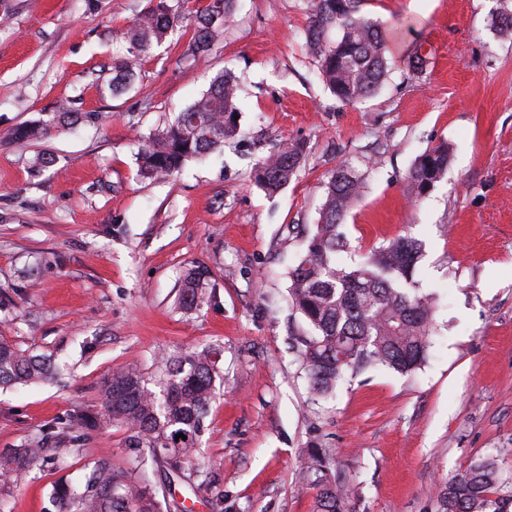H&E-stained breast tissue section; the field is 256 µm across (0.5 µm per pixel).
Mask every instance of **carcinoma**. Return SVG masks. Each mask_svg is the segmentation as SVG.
Listing matches in <instances>:
<instances>
[{"label":"carcinoma","instance_id":"carcinoma-1","mask_svg":"<svg viewBox=\"0 0 512 512\" xmlns=\"http://www.w3.org/2000/svg\"><path fill=\"white\" fill-rule=\"evenodd\" d=\"M310 0V24L305 40L318 62V73L342 103L355 105L374 95L383 84L388 63L386 35L381 24L360 14L361 0ZM235 0H207L195 9L196 37L192 53L205 54L211 31L231 23ZM186 20L171 0L157 3L119 30L126 54L112 61L109 89L129 90L142 62ZM340 31L331 40L328 33ZM239 81L220 72L210 88L173 121L157 129L139 153V172L145 178L166 179L186 161L224 147L240 134ZM50 126L20 125L10 132L18 145L46 136ZM303 148L279 147L263 159L255 183L268 193L285 188L301 166ZM448 146L440 144L419 155L409 173L411 193L427 194L448 167ZM361 179L349 162L332 170L325 183L315 231L304 240V254L289 271V296L304 316L310 333L300 341L299 355L311 393L324 397L345 375L382 366L402 374L416 371L426 361L432 335L434 298L416 288L414 274L421 246L400 238L371 253L362 263L341 266L336 253L348 241L341 227L355 207ZM204 273L190 271L182 282L181 303L186 307L204 300ZM160 373L147 376L137 367L112 374L102 385V412L94 423H120L132 433L131 446L146 448L157 464L176 475L196 451L219 374L206 350L185 356L163 352L156 360ZM52 375L50 361L6 341H0V385L26 384ZM186 439H175L177 434ZM48 463L41 448H19L0 458V475L42 467ZM330 449L314 448L300 475L317 490L318 512H349L351 491L331 474ZM512 476L505 477L495 461L473 464L464 474L435 490L437 512H512ZM54 498L67 512H162L156 490L136 487L132 475L101 467L85 485L60 483Z\"/></svg>","mask_w":512,"mask_h":512}]
</instances>
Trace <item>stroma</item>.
Here are the masks:
<instances>
[{
	"mask_svg": "<svg viewBox=\"0 0 512 512\" xmlns=\"http://www.w3.org/2000/svg\"><path fill=\"white\" fill-rule=\"evenodd\" d=\"M150 0H0V340L50 356L54 375L0 387V456L44 448L43 469L0 480V512H62L58 481L101 465L161 488L176 512H313L297 473L327 448L352 512H437L432 489L493 459L512 475V0H363L382 23L388 75L346 106L305 44L308 0H236L233 25L191 54L193 26L155 47L133 84L111 95L114 34ZM425 63L407 65L413 47ZM238 77L242 137L156 182L141 178L144 139L208 90ZM82 113L27 147L9 132ZM304 148L287 187L254 181L280 144ZM446 144L445 176L414 197L417 156ZM50 167L33 169L36 153ZM364 172L346 218L351 266L398 238L423 244L416 278L436 299L426 362L403 376L372 367L315 399L298 354L309 327L289 299L288 269L319 220L328 174ZM203 268L208 299L183 308L184 276ZM219 354L215 398L181 479L130 432L69 428L101 408L100 387L158 351Z\"/></svg>",
	"mask_w": 512,
	"mask_h": 512,
	"instance_id": "1",
	"label": "stroma"
}]
</instances>
